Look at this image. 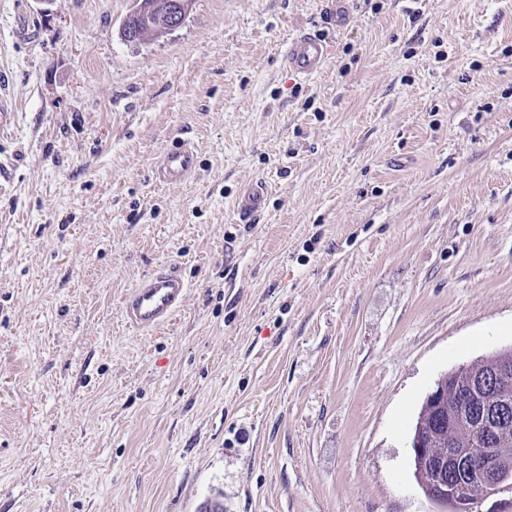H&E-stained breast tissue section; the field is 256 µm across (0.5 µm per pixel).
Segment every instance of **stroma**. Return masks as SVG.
Returning a JSON list of instances; mask_svg holds the SVG:
<instances>
[{"label":"stroma","instance_id":"obj_1","mask_svg":"<svg viewBox=\"0 0 512 512\" xmlns=\"http://www.w3.org/2000/svg\"><path fill=\"white\" fill-rule=\"evenodd\" d=\"M330 6L189 0L133 45V0H0V512H444L422 401L512 347V0H349L297 80ZM162 263L185 304L135 330ZM330 45L320 29H301L291 34L283 50V62L292 75L309 80L321 73L330 60ZM197 166V153L193 142L179 139L160 156L155 167V180L162 184H178L193 175ZM266 188L257 183L251 187L241 198L238 208V216L244 220L254 216L264 205ZM189 284L176 266H163L143 278L125 296L122 313L126 324L152 330L166 323L184 303Z\"/></svg>","mask_w":512,"mask_h":512}]
</instances>
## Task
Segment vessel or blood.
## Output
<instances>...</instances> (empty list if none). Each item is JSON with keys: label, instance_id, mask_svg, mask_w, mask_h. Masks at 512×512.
Returning <instances> with one entry per match:
<instances>
[{"label": "vessel or blood", "instance_id": "vessel-or-blood-1", "mask_svg": "<svg viewBox=\"0 0 512 512\" xmlns=\"http://www.w3.org/2000/svg\"><path fill=\"white\" fill-rule=\"evenodd\" d=\"M330 45L321 30L302 29L291 34L283 50V62L297 78L309 80L321 73L330 60ZM197 166L193 142L181 139L160 156L155 179L162 184H178L191 177ZM263 184L251 187L241 198L238 216L247 219L259 212L265 200ZM189 284L174 266H164L143 278L125 296L122 313L130 327L152 330L166 323L183 305Z\"/></svg>", "mask_w": 512, "mask_h": 512}]
</instances>
